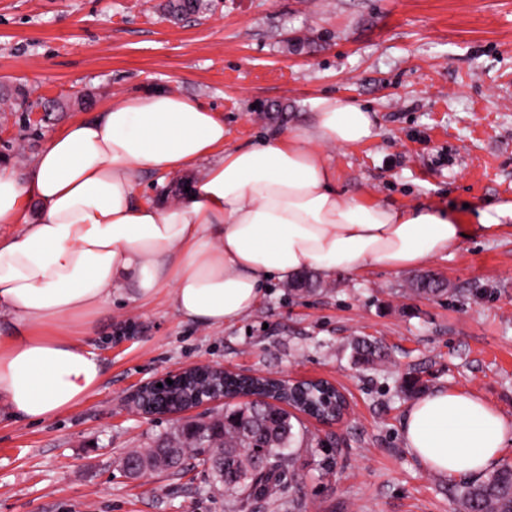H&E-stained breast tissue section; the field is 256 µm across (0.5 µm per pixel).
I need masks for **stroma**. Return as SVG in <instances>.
I'll use <instances>...</instances> for the list:
<instances>
[{"label": "stroma", "instance_id": "1", "mask_svg": "<svg viewBox=\"0 0 512 512\" xmlns=\"http://www.w3.org/2000/svg\"><path fill=\"white\" fill-rule=\"evenodd\" d=\"M166 0H0V85L27 111L0 112V158L26 176L34 155L113 97L175 91L224 115L226 147L310 122L315 99L369 108L377 134L327 148L336 187L398 207L512 201V0H209L173 22ZM442 295H413L423 271ZM103 380L50 420L0 409V512H227L202 469L127 477L119 459L182 420L133 411L146 380L188 364L324 379L349 413L308 415L305 464L284 495L306 512H458L454 482L424 469L401 422L425 391L463 388L512 418V235L467 238L427 268L345 272L294 296L277 283L241 319L212 327L165 298L116 297L96 318ZM384 359L356 363L351 344Z\"/></svg>", "mask_w": 512, "mask_h": 512}]
</instances>
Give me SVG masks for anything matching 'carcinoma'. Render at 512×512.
I'll return each mask as SVG.
<instances>
[{"label": "carcinoma", "instance_id": "1", "mask_svg": "<svg viewBox=\"0 0 512 512\" xmlns=\"http://www.w3.org/2000/svg\"><path fill=\"white\" fill-rule=\"evenodd\" d=\"M413 291L436 295L443 291L442 282L434 274H424L415 279ZM354 349L365 362L384 357L382 347L369 339L356 341ZM302 397L317 414L333 416L336 393L307 385ZM296 420L277 405L248 411L240 422L226 413L196 423L191 432L176 430L162 436L154 447L132 450L124 458L145 473L176 469L192 459L207 473L210 487L224 494L231 512H254L258 504L278 502L285 483L297 481L303 463L295 450ZM456 497L464 512H512V465L458 485Z\"/></svg>", "mask_w": 512, "mask_h": 512}]
</instances>
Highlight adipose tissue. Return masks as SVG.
I'll list each match as a JSON object with an SVG mask.
<instances>
[{
    "label": "adipose tissue",
    "instance_id": "adipose-tissue-1",
    "mask_svg": "<svg viewBox=\"0 0 512 512\" xmlns=\"http://www.w3.org/2000/svg\"><path fill=\"white\" fill-rule=\"evenodd\" d=\"M375 135L370 110L333 97L311 122L225 148L224 116L177 92L118 97L70 121L34 157L27 177L0 161V405L34 424L71 411L101 383L93 317L113 296L168 295L209 326L249 313L273 282L316 269L330 278L380 266L421 267L460 240L512 230V201L474 224L447 209L384 204L336 189L323 146ZM200 170L174 201L143 202L147 172ZM404 445L434 473L479 476L512 444V419L463 389L413 402Z\"/></svg>",
    "mask_w": 512,
    "mask_h": 512
}]
</instances>
